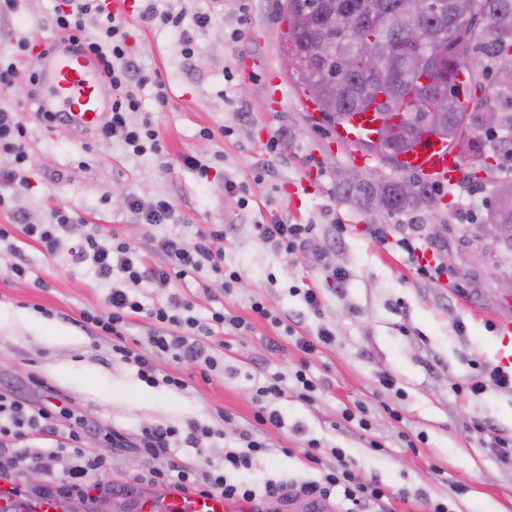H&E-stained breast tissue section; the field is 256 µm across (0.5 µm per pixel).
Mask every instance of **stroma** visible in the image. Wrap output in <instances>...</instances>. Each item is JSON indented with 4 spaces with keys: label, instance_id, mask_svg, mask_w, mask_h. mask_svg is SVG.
I'll use <instances>...</instances> for the list:
<instances>
[{
    "label": "stroma",
    "instance_id": "35a3bbf8",
    "mask_svg": "<svg viewBox=\"0 0 512 512\" xmlns=\"http://www.w3.org/2000/svg\"><path fill=\"white\" fill-rule=\"evenodd\" d=\"M238 4L189 0L188 11L212 17L190 58L171 29L141 20L137 0L122 7L129 57L166 86L163 105L153 86L139 92L160 152L136 155L120 141L94 139L69 123L39 122L29 100L28 64H20L15 83L0 90V103L18 106L29 148L27 185L0 209V225L12 223L18 210L34 224L49 223L58 209L80 218L57 256L21 240V256L44 287L13 277L16 257L0 250V390L31 408L63 409L54 434L27 436L26 445L36 453L79 431L84 447L108 463L91 477L101 486L100 497L111 499L112 512H126L134 499L159 490L136 481V474L167 466L143 454L146 428L196 421L218 429L199 448H179L176 462L222 467L225 447H239L240 433L253 427L254 387L277 374L285 378L287 394L275 403L285 426L267 429L275 451L255 462L249 478L290 484L317 477L303 458L306 441L317 438L345 449L363 478L407 491L409 501L392 500L393 512H427L415 499L419 492L447 501L451 512H512V465L481 448L496 437L512 438V392L491 383L477 395L455 391L481 365H499L496 323L512 321V293L499 284L512 277V248L485 247L478 239L481 203L493 182L484 180L473 192L441 186L447 205L435 238L422 229L427 213L357 210L343 202L337 185L351 167L363 165L392 180L406 173L377 155L360 159L356 145L330 129L286 78V26L277 18V0H250L244 16ZM54 5L23 0L16 13L0 18V58L14 57L22 36L51 37ZM237 28L243 37L234 42L230 34ZM205 128L212 138L202 137ZM187 155L207 164L208 176L185 164ZM228 178L245 185L247 206L225 195ZM130 194L169 201L172 221L140 224L116 202ZM275 218L316 227L309 247L291 260L255 230ZM218 224L224 227V262L240 275L233 292L225 293L223 276L208 269L166 291L142 283L134 295L144 310L130 319L128 343L146 347L155 325L145 311L171 291L184 292L200 320L223 309L249 319L252 329L223 334L212 349L218 365L208 378H201L199 365L164 357L161 374L183 377L187 388L147 386L133 366L113 356L109 338L82 323V311L105 308L110 287L90 264H73L68 250L95 225L103 242L119 235L148 264L161 265L165 257L154 248L156 238L178 234L190 241L197 230ZM403 238L429 248L442 275L421 278L398 245ZM309 287L322 297L320 314L305 308L301 291ZM257 300L290 317L294 335L254 316ZM323 327L333 331V341L302 355L296 337L315 338ZM302 363L318 385L309 402L297 397L292 379ZM385 375L395 378L394 388L381 385ZM359 405L368 411L370 431L342 421L345 410ZM393 408L401 420L390 416ZM474 419L482 431L471 428ZM418 432L424 444L408 448L405 435ZM373 439L383 444L382 452H371ZM433 464L443 467L441 478H432Z\"/></svg>",
    "mask_w": 512,
    "mask_h": 512
}]
</instances>
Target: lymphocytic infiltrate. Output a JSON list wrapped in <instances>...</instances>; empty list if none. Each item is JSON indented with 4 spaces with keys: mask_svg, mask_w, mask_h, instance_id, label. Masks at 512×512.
<instances>
[{
    "mask_svg": "<svg viewBox=\"0 0 512 512\" xmlns=\"http://www.w3.org/2000/svg\"><path fill=\"white\" fill-rule=\"evenodd\" d=\"M140 17L145 22L157 21L171 28L179 38L182 54L187 58L194 55L198 35L207 31L211 23L208 13H188L180 0L163 11L158 10L154 0H146ZM51 25L57 33L70 36L96 54L117 91L112 98L107 121L96 131L97 138L103 141L119 139L136 155L146 151L148 144L157 139L152 121L146 117L135 124L129 115L139 109L134 86L149 83L151 76L127 57L129 31L125 20L112 12L105 0H59ZM0 156L7 157L10 162L7 169H0V208H3L10 201V192L25 187L27 183L24 170L29 154L25 126L18 120L16 112L2 107ZM75 221L74 214L65 210L54 211L51 222L47 224H30L24 212L15 214V222L22 224L24 233L51 254L58 251L62 233L67 232ZM313 231L310 224H261L257 227L259 238L286 258L293 257L301 246L310 241ZM99 235L98 229H91L71 251L76 263H91L96 277L111 285L106 310L87 311L82 318L98 335L111 337L113 354L132 363L142 381L153 384L161 379L168 386L184 389L186 382L183 378L159 376V358L168 355L185 359L199 363L203 370L209 371L215 367L216 360L208 354L203 337L213 335L218 328L234 332L250 330L251 324L246 319L222 310L214 311L210 322H200L191 314V301L182 294L171 292L166 304L153 308L149 313L156 329L148 339L146 351L134 352L125 343L124 331L129 315L141 312L142 307L129 293V286L148 281L158 287L169 288L173 280L185 279L207 268L223 275L224 290L229 293L239 274L224 263V228L220 225L197 231L194 242L190 244L179 237L156 239V250L166 257L165 264L161 266L146 265L128 241L116 238L111 245L105 246L100 243ZM285 394L283 378L279 375L255 387L257 409L254 429L242 434V447L225 449L223 468L198 471L182 467L173 470L155 468L149 472V481L161 483L174 479L182 488L221 494L225 499L243 501L256 507L289 494L307 500L316 510L322 504L338 499L342 502L343 512H388L387 504L392 496L389 488L379 481L363 479L344 449L324 447L316 439L307 441L303 456L319 471V478L290 486L272 479L260 484L234 479V472L249 468L256 459L272 453L273 446L264 439L263 432L268 428L283 427V417L271 403ZM50 420L46 410L27 408L0 392V475L16 473L30 466H46L48 461L64 453L70 457L71 464L62 477L53 482L51 490L66 497L83 495L88 473L102 469L105 461L85 453L78 432H71V446L64 451L47 448L31 455L19 444L28 433L47 430ZM214 434L213 428L198 423L184 428L159 424L144 431L142 448L151 457L163 458L171 456L174 444L195 445Z\"/></svg>",
    "mask_w": 512,
    "mask_h": 512,
    "instance_id": "f902f5d3",
    "label": "lymphocytic infiltrate"
}]
</instances>
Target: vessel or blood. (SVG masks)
I'll list each match as a JSON object with an SVG mask.
<instances>
[{
  "instance_id": "obj_1",
  "label": "vessel or blood",
  "mask_w": 512,
  "mask_h": 512,
  "mask_svg": "<svg viewBox=\"0 0 512 512\" xmlns=\"http://www.w3.org/2000/svg\"><path fill=\"white\" fill-rule=\"evenodd\" d=\"M36 75L45 95L38 99L40 111L65 114L83 132L99 127L109 107L110 84L98 58L67 37L51 41L47 53L33 57ZM404 168L419 172L428 183H454L462 164L446 144L422 136L417 146L401 156ZM68 503L59 498L21 499L15 485L0 480V512H66ZM139 512H238L234 502L218 494H187L176 488L161 499L145 501Z\"/></svg>"
}]
</instances>
